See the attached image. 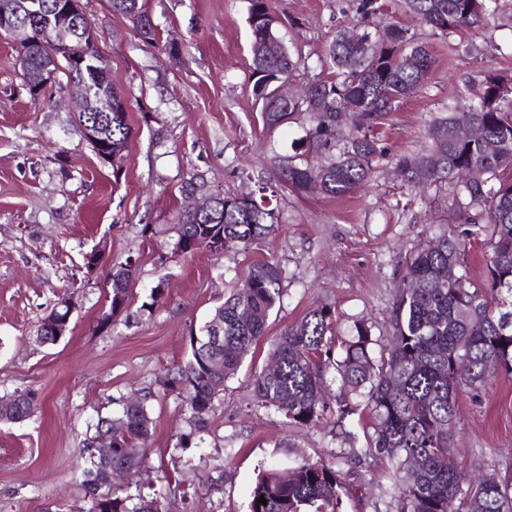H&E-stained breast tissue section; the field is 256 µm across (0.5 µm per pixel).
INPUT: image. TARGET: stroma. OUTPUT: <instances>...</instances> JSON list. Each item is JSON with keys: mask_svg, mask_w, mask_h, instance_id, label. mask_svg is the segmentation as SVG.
<instances>
[{"mask_svg": "<svg viewBox=\"0 0 512 512\" xmlns=\"http://www.w3.org/2000/svg\"><path fill=\"white\" fill-rule=\"evenodd\" d=\"M296 18L279 35L290 52L318 69L338 29L355 25L350 0H270ZM159 42L143 41L108 0H87L85 12L127 99L135 134L120 176L102 163L72 121L68 92L47 86L30 100L15 42L0 36V397L36 396L33 416L0 423V512H87L79 476L80 448L98 416L120 417L127 398L146 399L155 422L145 460L132 479H116L118 496L170 487L173 512H249L259 471L345 459L346 512H399L390 463L362 456L357 416L335 414L315 427H294L259 407L252 378L264 366L269 340L310 308L335 311L337 330L353 321L387 330L403 260L451 222L447 197L415 200L391 158L419 149L444 104L459 102L469 80L492 70L512 76V28L469 29L445 43L408 14L394 12L433 56L428 80L389 115L390 154L372 180L344 198L303 197L284 189L273 155L291 154L297 126L269 131L248 80L251 31L245 0H148ZM177 54H170V45ZM196 177L204 196L277 192L275 232L248 251L216 257L175 253L177 222L190 202L182 184ZM103 247L87 272L84 255ZM274 259L285 272L283 297L269 319V338L225 382L202 442L180 448L189 432L184 398L165 385L184 365L189 338L250 265ZM135 260L126 308L111 313L109 270ZM163 285L164 298L150 292ZM78 308L56 343L36 331L65 294ZM455 464L472 476L512 478V375L458 399Z\"/></svg>", "mask_w": 512, "mask_h": 512, "instance_id": "stroma-1", "label": "stroma"}]
</instances>
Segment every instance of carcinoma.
<instances>
[{
    "label": "carcinoma",
    "mask_w": 512,
    "mask_h": 512,
    "mask_svg": "<svg viewBox=\"0 0 512 512\" xmlns=\"http://www.w3.org/2000/svg\"><path fill=\"white\" fill-rule=\"evenodd\" d=\"M40 12H24L21 19L34 27L38 38L19 50L26 91L38 102L33 88L51 56L75 51L82 41L72 38L60 49L52 30V8L58 0H39ZM358 23L340 30L330 43L322 70L300 95L284 99L275 88L288 81L305 58L292 55L277 35L279 18L269 0H246L251 30L252 92L261 103L263 126L306 121L304 136L288 156L279 157L287 188L300 195L348 196L368 184L388 156L379 136L390 112L410 96L432 69L426 45L406 28L380 25L389 14L390 0H352ZM398 6L420 19L434 34L451 36L497 19L512 23V0H397ZM112 11L135 19L148 40L157 30L144 0H110ZM58 82L73 94L112 98L113 172L121 163L132 136L126 99L112 81L111 70L92 56L82 73L63 70ZM446 114L426 131V145L418 152L395 158L404 180L424 192L435 188L452 198L453 223L432 245L419 246L405 257L395 288L389 330L385 339L372 335L360 321L345 336L336 335L333 309L317 305L272 340L267 365L255 377L257 403L282 414L296 426H314L328 410L325 377L333 371L344 390L336 413L346 418L362 406L373 415L364 433V454L383 455L392 465V490L400 512H512V483L486 488L460 471L442 465L453 445L459 392L476 393L486 387L487 361L512 374V78L482 71L467 85L463 106L446 104ZM462 125H475L481 136L461 139ZM278 219L265 193H224L203 212H185L178 221V240L189 249L213 252L222 239L223 251H246L272 234ZM485 250L487 280L473 282L465 255ZM134 271L125 264L112 272V312L115 301L126 299ZM283 270L270 260L255 262L241 287L217 306L211 317L190 336L191 353L168 380L172 390L185 394L193 430L175 447L208 426L215 400L224 391L210 369L218 357L209 336L216 319L224 323V379L239 370L245 356L267 335L270 314L283 296ZM18 410L4 421L30 417L34 394L23 391ZM125 428L110 430V418L100 416L86 439L82 485L88 512H170L167 497L155 493L128 499L103 493L105 464L94 454L97 438L112 433V464L131 470L143 462L129 449L143 443L154 429L145 402L123 407ZM264 497L267 505L258 503ZM249 512H345L340 470L333 464L304 461L286 473L265 470L250 494Z\"/></svg>",
    "instance_id": "carcinoma-1"
}]
</instances>
